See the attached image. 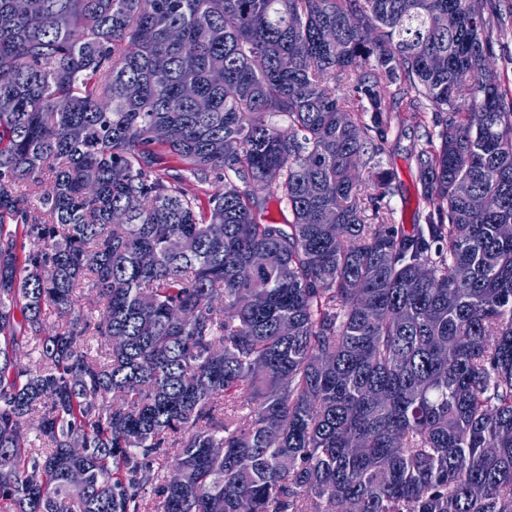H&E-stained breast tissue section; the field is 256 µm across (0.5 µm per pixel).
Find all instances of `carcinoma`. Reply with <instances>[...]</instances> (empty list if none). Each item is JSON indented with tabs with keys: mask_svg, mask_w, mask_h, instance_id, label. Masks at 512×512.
I'll use <instances>...</instances> for the list:
<instances>
[{
	"mask_svg": "<svg viewBox=\"0 0 512 512\" xmlns=\"http://www.w3.org/2000/svg\"><path fill=\"white\" fill-rule=\"evenodd\" d=\"M13 2L0 512H512L501 9ZM401 112L432 114L414 152L429 210L410 234L381 160ZM269 197L284 223L264 221Z\"/></svg>",
	"mask_w": 512,
	"mask_h": 512,
	"instance_id": "carcinoma-1",
	"label": "carcinoma"
}]
</instances>
